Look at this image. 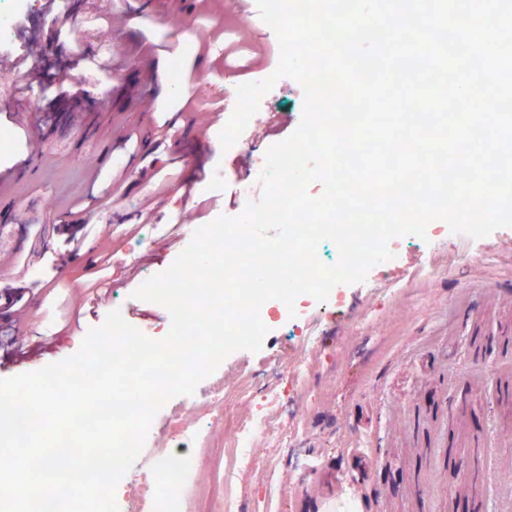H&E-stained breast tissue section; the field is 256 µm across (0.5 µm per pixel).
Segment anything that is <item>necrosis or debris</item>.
Returning <instances> with one entry per match:
<instances>
[{"label":"necrosis or debris","mask_w":512,"mask_h":512,"mask_svg":"<svg viewBox=\"0 0 512 512\" xmlns=\"http://www.w3.org/2000/svg\"><path fill=\"white\" fill-rule=\"evenodd\" d=\"M227 392L223 379H216L198 403L201 423L186 426L181 416L168 417L167 426L177 443L155 451L149 466L129 470L124 478V497L129 502L126 512H183L185 496H192V512H242V503L233 488L254 462L258 441H270L278 430L271 420L261 415L245 417L226 403ZM218 423L223 438L209 436L208 424ZM216 448L215 460L220 477L207 486L187 493L197 470L196 449Z\"/></svg>","instance_id":"obj_1"}]
</instances>
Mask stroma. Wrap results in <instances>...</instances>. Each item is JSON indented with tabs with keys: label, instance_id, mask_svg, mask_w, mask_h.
<instances>
[{
	"label": "stroma",
	"instance_id": "1",
	"mask_svg": "<svg viewBox=\"0 0 512 512\" xmlns=\"http://www.w3.org/2000/svg\"><path fill=\"white\" fill-rule=\"evenodd\" d=\"M45 3L18 0L10 35L0 39V71L10 76L0 82V131L13 134L0 149V171L13 182L0 203V287L16 258H26L38 340L57 346L21 367L0 357V378L75 354L115 309L146 336H162L168 310L134 291L188 246L191 234L177 227L244 211L234 180L297 129L304 103L302 86L279 78L259 105L279 124L223 149L227 72L247 81L279 64L275 33L254 24L225 36L236 0H66L60 12ZM59 15L76 20L86 60L67 38L47 41ZM63 66L86 84L81 107L53 84L29 82L31 70ZM176 81L187 87L183 97L164 92ZM117 180L123 198L106 206ZM78 219L99 232L72 260L59 227ZM119 236L149 262L127 270L99 263V242ZM431 261L437 278L415 279ZM97 277L111 282L108 299L70 327ZM338 294L339 304H313L308 316L324 360L309 386L328 400L312 409L291 385L268 381L304 413L298 450L312 467L291 464L287 448L259 444L255 475L237 492L246 512H323L344 481L359 512H512V228L476 240L445 225L436 237L410 236L392 263ZM369 311L403 322L399 338L380 340L363 320ZM300 355L299 337L279 325L259 351L225 358L224 386L234 389L238 368H291ZM271 464L282 494L268 503L262 478Z\"/></svg>",
	"mask_w": 512,
	"mask_h": 512
}]
</instances>
